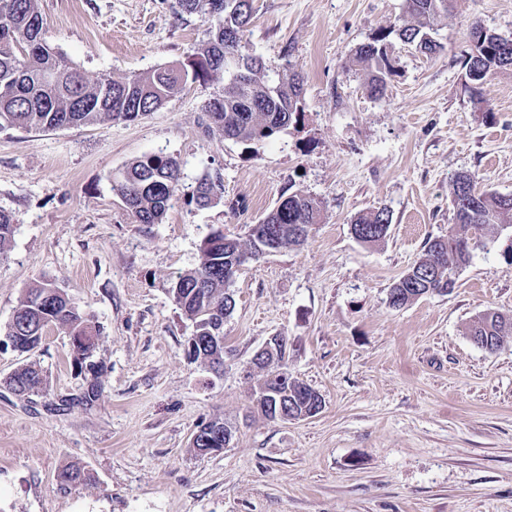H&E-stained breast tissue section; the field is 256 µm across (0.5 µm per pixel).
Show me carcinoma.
I'll use <instances>...</instances> for the list:
<instances>
[{"instance_id":"1","label":"carcinoma","mask_w":512,"mask_h":512,"mask_svg":"<svg viewBox=\"0 0 512 512\" xmlns=\"http://www.w3.org/2000/svg\"><path fill=\"white\" fill-rule=\"evenodd\" d=\"M212 0H178L186 14H206ZM224 11L213 20L207 38L184 62L162 64L131 78H91L64 53L41 39L42 16L37 0H0V129H60L91 125L104 120L134 121L160 109L189 82H205L224 71L228 53L239 55L243 68L240 82L225 87L205 106L210 124L206 131L226 140L253 143L269 139L298 122L303 107V77L283 65L275 83L267 86L270 68L260 56L243 51L245 32L253 17V0H221ZM449 0H405L410 21L398 28L383 29L372 41L359 46L355 61L369 74L368 92L380 99L386 94L393 74L388 58V38L394 34L401 42L421 53L435 54L442 44L434 37L438 18L448 13ZM472 49L463 60L473 96L483 99L489 82L512 71V45L504 46L496 32L474 24L469 33ZM472 194L477 199L473 217L454 213L455 227L448 237L430 239L425 257L416 262L391 288L397 296L395 308L406 306L422 288L429 293H446L455 288V272L466 266L472 252L483 243L487 226L512 222V206L504 205L503 194L480 189L478 178L468 175ZM220 180L202 178L190 199L205 208L216 197ZM138 224H160L173 207L180 191V163L166 155H150L127 165L114 186ZM260 223L283 230L281 248L298 247L304 241L288 235L291 224H317L320 203L302 192L281 196ZM392 213L378 207L359 214L353 225L359 228L360 242L376 243L387 234ZM14 233L13 217L0 210V257ZM227 236L217 231L201 245L197 267L181 274L171 293L192 325L196 348L195 361L224 367V345L212 340L213 329L224 327V319L235 308L233 294L224 287V269L237 261L235 248L224 244ZM16 325L7 326L6 335L18 337L21 353L28 354L30 337L53 327L70 336L73 361L93 358L99 329L84 311L75 306L53 283H39L26 289L15 309ZM512 335V315L487 309L469 329V336L488 351L498 349L504 337ZM287 350L271 354L260 367L258 385H266L290 404L302 402L298 379L288 373ZM9 389L21 399L45 395L47 379L37 363L22 365L9 377ZM89 475L71 465L58 479L63 486L79 484Z\"/></svg>"}]
</instances>
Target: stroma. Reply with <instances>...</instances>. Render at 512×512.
<instances>
[{
	"mask_svg": "<svg viewBox=\"0 0 512 512\" xmlns=\"http://www.w3.org/2000/svg\"><path fill=\"white\" fill-rule=\"evenodd\" d=\"M42 38L94 78H127L182 61L209 20L177 0H39ZM244 36L269 67L304 78V115L252 144L206 132L223 77L190 83L134 121L0 130V209L14 234L0 259V335L23 291L63 288L100 330L104 368L93 406L63 414L18 400L3 381L34 361L47 394L83 384L69 335L49 329L33 353L0 351V512H512V337L496 351L468 326L512 314V224L458 270L455 288L396 309L389 290L454 222L452 180L512 193V75L473 98L462 61L479 23L512 38V0H451L427 56L390 38L387 95L371 98L356 48L406 20L404 0H254ZM167 155L184 189L165 221L136 223L113 188L134 160ZM221 187L205 209L187 189ZM316 198L304 245L245 263L230 290L224 371L189 360L192 327L170 288L220 230L250 224L285 191ZM384 207L386 238L350 227ZM288 340V371L324 405L296 421L253 406L254 352ZM237 426L223 452L190 441L213 418ZM91 479L65 487L59 470Z\"/></svg>",
	"mask_w": 512,
	"mask_h": 512,
	"instance_id": "35a3bbf8",
	"label": "stroma"
}]
</instances>
